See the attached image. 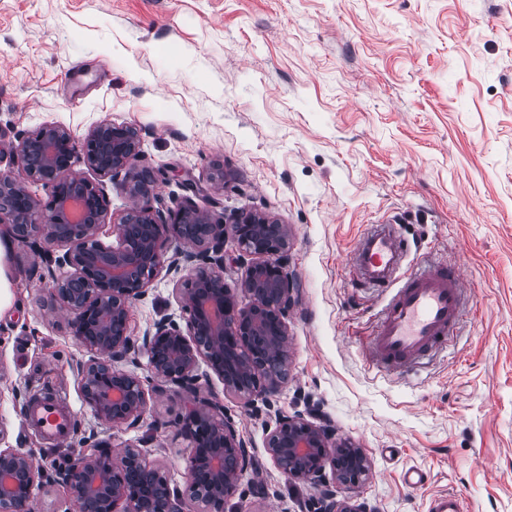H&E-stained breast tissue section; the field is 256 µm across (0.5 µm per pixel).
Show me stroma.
Segmentation results:
<instances>
[{
	"instance_id": "obj_1",
	"label": "stroma",
	"mask_w": 512,
	"mask_h": 512,
	"mask_svg": "<svg viewBox=\"0 0 512 512\" xmlns=\"http://www.w3.org/2000/svg\"><path fill=\"white\" fill-rule=\"evenodd\" d=\"M104 120L138 130L135 166L165 170L153 191L167 206L191 178L199 206L261 212L291 231L299 301L273 409L215 377L201 387L256 462L229 512H301L318 497L266 448L277 413L313 410L370 461L358 489L334 483L338 498L428 512L453 491L464 512H512V0H0V170L17 168L18 138L43 124L81 137ZM217 164L219 192L208 181ZM389 220L403 269L458 265L474 299L447 349L380 372L367 345L389 293L348 260ZM38 262L15 245L0 259L12 292L0 308L6 447L54 470L107 439L147 450L185 490L186 397L154 392L143 360L140 427L98 421L74 373L88 355L33 276ZM174 287L159 274L134 301L132 339L161 317L185 323ZM39 394L72 412L64 442L26 422ZM416 468L426 479L413 486Z\"/></svg>"
}]
</instances>
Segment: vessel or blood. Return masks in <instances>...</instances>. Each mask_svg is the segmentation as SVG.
Instances as JSON below:
<instances>
[{
    "label": "vessel or blood",
    "instance_id": "obj_1",
    "mask_svg": "<svg viewBox=\"0 0 512 512\" xmlns=\"http://www.w3.org/2000/svg\"><path fill=\"white\" fill-rule=\"evenodd\" d=\"M403 258L401 240L388 224L371 226L353 255L362 281L379 288L391 285ZM465 300L462 276L448 265L405 276L386 304L370 342L374 366L386 370L407 367L446 344ZM30 420L51 440L74 425L71 413L61 408L58 400L48 398L37 401Z\"/></svg>",
    "mask_w": 512,
    "mask_h": 512
}]
</instances>
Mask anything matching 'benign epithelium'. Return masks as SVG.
Instances as JSON below:
<instances>
[{
	"label": "benign epithelium",
	"mask_w": 512,
	"mask_h": 512,
	"mask_svg": "<svg viewBox=\"0 0 512 512\" xmlns=\"http://www.w3.org/2000/svg\"><path fill=\"white\" fill-rule=\"evenodd\" d=\"M140 146L131 126L103 121L79 139L49 123L18 139L17 170L0 171V224L9 226L17 242L42 252L39 277L89 354L75 365L84 403L114 427L138 426L148 393L138 374L121 363L134 365L141 356L158 392L194 393L201 379L214 374L226 392L271 402L287 375L288 316L298 302L288 270V225L256 212L226 216L201 208L189 179L182 183L188 195L180 205L159 207L149 181L133 168ZM80 164L101 181L72 175ZM121 173L129 205L112 225L116 244L106 246L98 238L107 218L102 179ZM34 185L49 189L47 200L37 197ZM165 235L178 243L169 259ZM228 237L237 243L236 262L244 269L241 290L250 298L245 306L224 284ZM163 270L177 277L175 295L188 318L183 326L170 318L154 320L136 342L128 334L129 307ZM267 361L276 362L278 372H263ZM177 426L190 442L186 493L200 512H228L251 468L246 443L224 421V406L208 400L193 401ZM266 448L289 479L318 486L310 512H372L365 502L338 500L329 492L327 465H333L337 481L356 486L367 473V457L335 437L323 419L279 415ZM46 478L33 454L0 448V512H28ZM54 480L68 488L76 512H183V493L142 450L116 453L105 439L82 449Z\"/></svg>",
	"instance_id": "obj_1"
}]
</instances>
